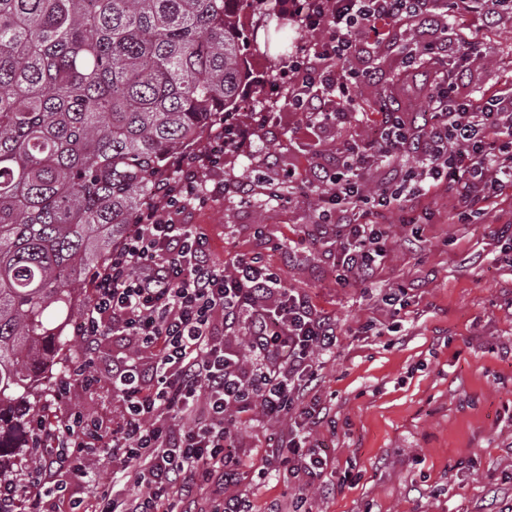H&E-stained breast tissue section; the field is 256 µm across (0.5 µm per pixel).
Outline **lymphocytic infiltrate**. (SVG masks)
Segmentation results:
<instances>
[{
  "mask_svg": "<svg viewBox=\"0 0 512 512\" xmlns=\"http://www.w3.org/2000/svg\"><path fill=\"white\" fill-rule=\"evenodd\" d=\"M289 14L307 37L288 60L284 104L312 129L357 111L356 84L369 73L354 64L390 41L395 24L428 33L420 58L429 111L411 117L400 99L380 103L373 115L378 139L323 159L308 185L315 222L335 238L343 274L374 276L385 256V215L408 212L424 192L447 194L457 219L467 221L512 189V69L478 90L465 81L478 58V24L511 19L512 0H290ZM316 87L323 91L318 101ZM277 120L274 109L254 113L249 124L216 128L171 159L155 198L96 271L74 325L77 355L58 384L62 394L75 380L93 387L105 338L131 344L134 356L112 362V394L123 413L108 432L78 411L36 426L40 464L21 478L0 477V512H174L173 497L211 482L225 494L208 512H254L249 494L237 489L227 413L257 409L272 420L296 413L312 426L326 418L312 395L320 379L313 357L335 346V317L285 288L261 255L214 261L207 233L183 220L209 194L251 196L250 183L210 187L204 176L221 168L225 155L249 153L254 131ZM412 154L419 164L404 179L368 189L365 170L393 169ZM322 235L308 245L318 247ZM241 332L249 338L246 362L224 342ZM280 448L302 487L328 468V458L299 434ZM101 450L120 469L98 492L85 457Z\"/></svg>",
  "mask_w": 512,
  "mask_h": 512,
  "instance_id": "f902f5d3",
  "label": "lymphocytic infiltrate"
}]
</instances>
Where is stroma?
<instances>
[{"mask_svg": "<svg viewBox=\"0 0 512 512\" xmlns=\"http://www.w3.org/2000/svg\"><path fill=\"white\" fill-rule=\"evenodd\" d=\"M417 38L403 31L366 58L377 78L358 86L362 107L399 94L410 111L427 109L423 79L404 91L395 83L404 66L401 46ZM477 40L483 56L469 75L474 89L512 57V21L486 26ZM287 63L284 51L251 57L265 88L244 91L249 105L239 108L238 121L266 106L268 88L287 82ZM371 133L369 124L353 118L311 133L300 113L284 112L278 125L254 136L251 155L225 158L223 178L254 181V159L274 156L269 177L292 174L300 183L291 202L259 194L245 203L228 194L194 207L185 221L207 228L215 258L264 255L289 289L336 319V348L316 388L330 420L309 436L331 465L307 494L308 512H512V239L500 233L512 224V191L476 224L458 223L447 198L428 193L414 223L388 216L381 269L337 284L334 245L314 252L303 242L316 227L313 200L301 184L311 178L319 153H335ZM288 242L291 255L275 251V244ZM389 291L398 307L384 303ZM69 411L111 426L122 411L112 397L111 373L92 389L72 385L48 413ZM293 427V420H271L258 410L235 423L239 488L256 512L274 502L290 512L299 495L286 478L271 474L261 482L251 469Z\"/></svg>", "mask_w": 512, "mask_h": 512, "instance_id": "stroma-1", "label": "stroma"}]
</instances>
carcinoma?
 Segmentation results:
<instances>
[{"mask_svg":"<svg viewBox=\"0 0 512 512\" xmlns=\"http://www.w3.org/2000/svg\"><path fill=\"white\" fill-rule=\"evenodd\" d=\"M269 2L0 0V473L47 421L88 274L253 83L243 17Z\"/></svg>","mask_w":512,"mask_h":512,"instance_id":"cac0c4a2","label":"carcinoma"}]
</instances>
